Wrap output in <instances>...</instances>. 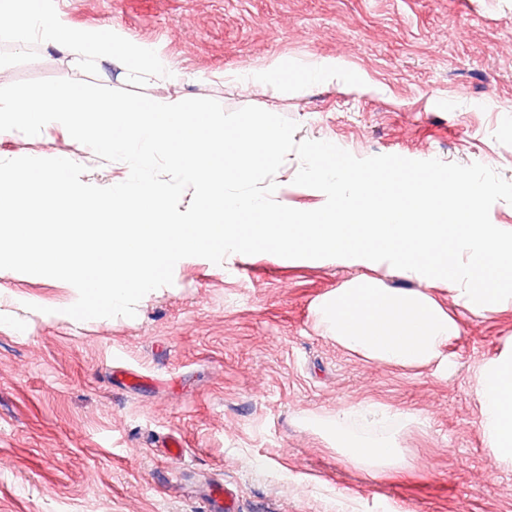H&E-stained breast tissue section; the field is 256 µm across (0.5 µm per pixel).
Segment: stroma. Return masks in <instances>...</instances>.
<instances>
[{"mask_svg":"<svg viewBox=\"0 0 512 512\" xmlns=\"http://www.w3.org/2000/svg\"><path fill=\"white\" fill-rule=\"evenodd\" d=\"M49 14L91 43L149 45L191 77L140 86L145 95L257 106L295 121L297 142L479 162L512 182V0H50ZM315 60L355 77L285 94L224 81ZM50 78L124 86L113 66L81 71L57 49L0 36V86ZM59 154L82 162L85 183L127 172L60 124L0 136V160ZM300 166L286 157L277 200L317 209L326 197L294 185ZM367 274L420 287L383 266L189 257L135 317L77 321L64 313L72 285L0 270V512H204L216 480L237 491V512H512V470L486 450L475 393L478 368L512 339V310L461 315L442 364L368 362L326 338L313 313ZM361 402L385 410L408 477L365 473L304 422ZM408 415L417 424L403 425ZM172 437L182 458L164 452Z\"/></svg>","mask_w":512,"mask_h":512,"instance_id":"35a3bbf8","label":"stroma"}]
</instances>
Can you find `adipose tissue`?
Segmentation results:
<instances>
[{
    "instance_id": "adipose-tissue-1",
    "label": "adipose tissue",
    "mask_w": 512,
    "mask_h": 512,
    "mask_svg": "<svg viewBox=\"0 0 512 512\" xmlns=\"http://www.w3.org/2000/svg\"><path fill=\"white\" fill-rule=\"evenodd\" d=\"M8 19L5 31L19 47L38 43L65 52L72 66L83 69L93 61L84 44L77 40L67 25L49 20L41 11V0H20L11 6L0 0V19ZM108 62L129 84H145L154 80L172 83L186 81L187 76L170 62L151 63L130 51L122 42L108 46ZM476 392L481 405L482 431L486 445L503 467H512V346H507L475 376ZM377 411L359 405L317 417L327 443L356 467L370 474H400L408 463L396 435L359 436L353 433V422L376 424Z\"/></svg>"
}]
</instances>
